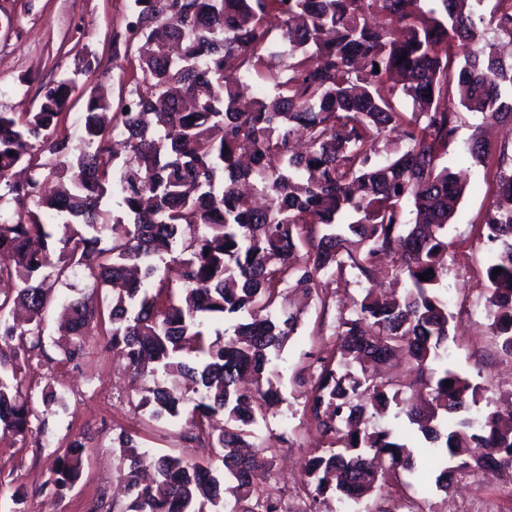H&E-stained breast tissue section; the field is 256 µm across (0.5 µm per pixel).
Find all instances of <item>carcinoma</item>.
<instances>
[{"instance_id":"obj_1","label":"carcinoma","mask_w":512,"mask_h":512,"mask_svg":"<svg viewBox=\"0 0 512 512\" xmlns=\"http://www.w3.org/2000/svg\"><path fill=\"white\" fill-rule=\"evenodd\" d=\"M484 2L136 0L112 43L136 47L141 78L115 110L85 96L78 143L66 126L70 79L46 85L34 112H0V255L10 258L0 284L15 290L0 297V432L37 442L46 433L26 363L45 353L50 290L80 274L112 289V305L65 302L64 360L102 337L134 377L154 381L140 400L151 416L186 414L188 440H211L224 467L221 476L154 457L122 431L121 512H218L226 491L227 512H280L263 488L266 446L253 442L267 408L284 403L273 360L303 324V309L278 302L280 286L323 304L326 279L351 274L362 293L340 313L309 398L330 439L304 465L309 512L330 491L357 502L424 457L444 493L461 472L512 474V410L479 409L491 388L448 367L442 294L463 195L441 162L457 122L448 90L457 85L459 107L484 122L512 120V53L501 50L512 45V0H495L487 16ZM274 31L288 45L278 64ZM257 82L273 93L252 97ZM390 134L402 147L382 158ZM468 153L476 166L498 160L481 226L493 251L485 308L511 356L512 154L477 132ZM45 209L59 234L46 230ZM219 314L238 323L212 340L207 320ZM399 352L413 374L377 380L373 366ZM159 374L182 378L193 406ZM392 405L407 418L403 437L357 427ZM85 448L75 438L55 451L57 490L79 477ZM462 448L471 460L453 471L447 455Z\"/></svg>"}]
</instances>
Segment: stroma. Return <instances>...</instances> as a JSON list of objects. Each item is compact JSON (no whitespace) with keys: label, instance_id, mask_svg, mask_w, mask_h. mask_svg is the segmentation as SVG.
Listing matches in <instances>:
<instances>
[{"label":"stroma","instance_id":"35a3bbf8","mask_svg":"<svg viewBox=\"0 0 512 512\" xmlns=\"http://www.w3.org/2000/svg\"><path fill=\"white\" fill-rule=\"evenodd\" d=\"M129 13L128 0H0V112H28L40 100V86L64 76L77 92L104 83L112 98L133 88L134 58L112 53V35L122 30ZM97 59L99 71L86 70ZM480 118L459 115L458 130L443 165L449 171L466 170L467 185L448 226V310L453 314L448 340L449 367L475 383L494 387L493 403L512 406V357L503 354L489 332L485 309L488 281L485 267L491 252L478 228L494 200L495 181L485 168L472 165L468 142ZM331 297L326 311L308 310L304 324L288 342L277 365L280 389L286 400L271 410L259 433L266 439L269 461L266 487L280 504L309 508L303 466L325 440L306 408L320 369L318 360L332 357L336 318L348 295L360 294L358 284L328 282ZM55 321H48L45 353L31 357L25 385L33 395L54 389L65 406L48 415L44 447L21 438H0V512H92L100 501L116 495L121 451L112 445L120 431L136 435L142 447L156 454L186 456L208 462L207 444L187 440L184 417L151 419L138 405L143 381L134 380L126 362L106 351L99 337H88L83 357L63 362L56 346ZM87 437V459L79 479L69 489L55 491L52 451L71 437ZM24 489L27 498L16 506L12 494ZM512 477L491 470L459 477L454 489L437 491L428 466L418 473L389 480L364 499L358 512H490L498 505L506 512L512 503L505 495Z\"/></svg>","mask_w":512,"mask_h":512}]
</instances>
